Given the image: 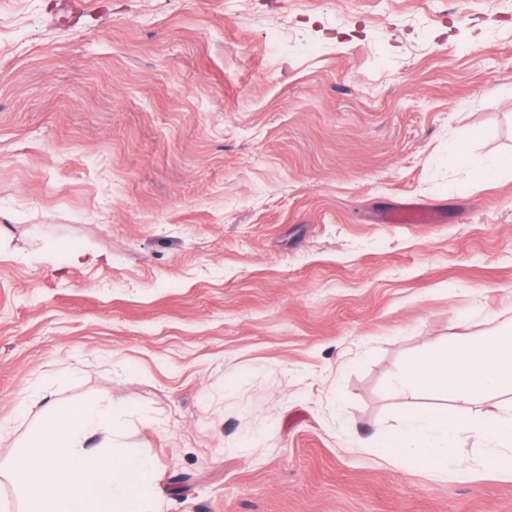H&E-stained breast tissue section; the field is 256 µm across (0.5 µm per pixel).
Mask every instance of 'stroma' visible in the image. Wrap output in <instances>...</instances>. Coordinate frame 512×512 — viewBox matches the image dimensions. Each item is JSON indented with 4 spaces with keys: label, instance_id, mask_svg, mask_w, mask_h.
Returning <instances> with one entry per match:
<instances>
[{
    "label": "stroma",
    "instance_id": "35a3bbf8",
    "mask_svg": "<svg viewBox=\"0 0 512 512\" xmlns=\"http://www.w3.org/2000/svg\"><path fill=\"white\" fill-rule=\"evenodd\" d=\"M224 2L0 0V464L43 389L124 408L91 444L167 512H512L476 438L465 479L364 446L441 404L408 358L512 318V8ZM439 221V212L421 201H407L387 211L384 224H434Z\"/></svg>",
    "mask_w": 512,
    "mask_h": 512
}]
</instances>
